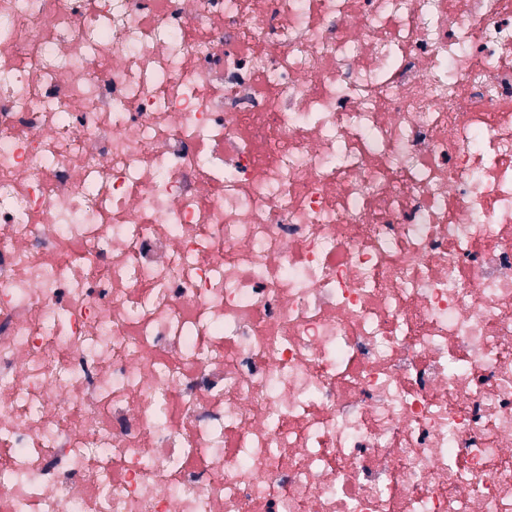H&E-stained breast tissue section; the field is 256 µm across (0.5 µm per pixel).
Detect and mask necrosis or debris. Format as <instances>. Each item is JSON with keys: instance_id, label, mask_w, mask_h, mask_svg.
I'll return each mask as SVG.
<instances>
[{"instance_id": "obj_1", "label": "necrosis or debris", "mask_w": 512, "mask_h": 512, "mask_svg": "<svg viewBox=\"0 0 512 512\" xmlns=\"http://www.w3.org/2000/svg\"><path fill=\"white\" fill-rule=\"evenodd\" d=\"M0 512H512V0H0Z\"/></svg>"}]
</instances>
